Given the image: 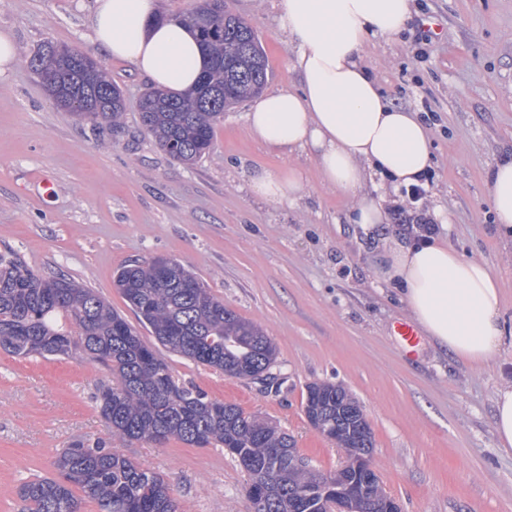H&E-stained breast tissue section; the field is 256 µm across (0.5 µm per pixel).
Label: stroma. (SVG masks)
Returning a JSON list of instances; mask_svg holds the SVG:
<instances>
[{
  "label": "stroma",
  "instance_id": "stroma-1",
  "mask_svg": "<svg viewBox=\"0 0 512 512\" xmlns=\"http://www.w3.org/2000/svg\"><path fill=\"white\" fill-rule=\"evenodd\" d=\"M224 6L266 50V91L298 89L294 48L279 28L282 0ZM94 7L0 0V32L22 57L0 77V254L93 288L132 324L116 271L155 256L180 260L265 329L277 358L266 386L167 354L177 378L275 421L323 473L345 456L309 425L303 403L311 383L343 384L365 410L372 465L401 512H512V452L498 448L492 429L494 396L512 385V239L495 234L485 191L487 171L512 152V0H413L406 30L363 50L384 94L419 112L432 135L423 193L389 195L388 224L425 218L499 279L503 338L481 371L428 337L412 350L402 344L395 327L410 313L397 289L376 281L372 250L350 222L352 198L324 184L304 152H273L256 140L248 103L225 111L213 151L192 165L171 160L143 129L134 103L148 81L128 63L104 61L129 103L118 126L53 107L25 59L47 41L93 49ZM263 170L297 172L302 196H254L250 180ZM45 178L55 184L49 197L37 190ZM111 378L87 359L0 350V512H23L20 486L56 476L69 444L113 442L96 402ZM118 449L164 476L180 512H252L246 475L222 448L170 439Z\"/></svg>",
  "mask_w": 512,
  "mask_h": 512
}]
</instances>
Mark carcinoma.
Here are the masks:
<instances>
[{
	"label": "carcinoma",
	"mask_w": 512,
	"mask_h": 512,
	"mask_svg": "<svg viewBox=\"0 0 512 512\" xmlns=\"http://www.w3.org/2000/svg\"><path fill=\"white\" fill-rule=\"evenodd\" d=\"M189 25L209 57L197 86L173 95L154 88L136 101L142 126L171 159L194 164L210 154L224 108L259 93L267 78L266 56L253 28L220 10L209 27ZM82 49L45 42L29 59L50 58L43 81L57 107L99 125L118 124L126 99L104 65L77 62ZM115 285L139 323L168 351L238 380L274 381L275 347L264 329L214 297L179 261L156 256L121 267ZM0 349L15 356L82 354L105 364L112 382L97 401L112 436L122 442L171 438L190 445H220L248 476L253 512H328L336 479L354 470L353 449L374 448L359 402L340 384L314 382L304 405L310 425L336 440L346 456L340 469L321 473L299 455L288 433L246 414L238 405L207 398L175 378L168 362L92 288L65 276H46L0 256ZM60 479L35 478L20 488L25 512H80L73 488L98 512H179L164 478L118 450L76 441L57 460ZM329 490V494L314 490Z\"/></svg>",
	"instance_id": "1"
}]
</instances>
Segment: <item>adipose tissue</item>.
Listing matches in <instances>:
<instances>
[{"label":"adipose tissue","instance_id":"ef3b65f1","mask_svg":"<svg viewBox=\"0 0 512 512\" xmlns=\"http://www.w3.org/2000/svg\"><path fill=\"white\" fill-rule=\"evenodd\" d=\"M157 8L156 0H96L94 44L157 88L180 93L198 80L206 57L188 28L155 22ZM410 17L411 0H283L280 29L295 48L300 89L258 97L247 121L267 148L306 151L325 183L358 197L354 222L373 247L378 280L401 286L427 336L479 370L503 336L501 288L492 268L447 243L395 234L383 200L366 193L377 175L397 188L412 185L430 163L421 118L391 104L362 61L370 39L398 36ZM486 188L496 223L512 229V159L492 168ZM303 190L292 171L264 170L250 183L252 194L272 202L294 201Z\"/></svg>","mask_w":512,"mask_h":512}]
</instances>
